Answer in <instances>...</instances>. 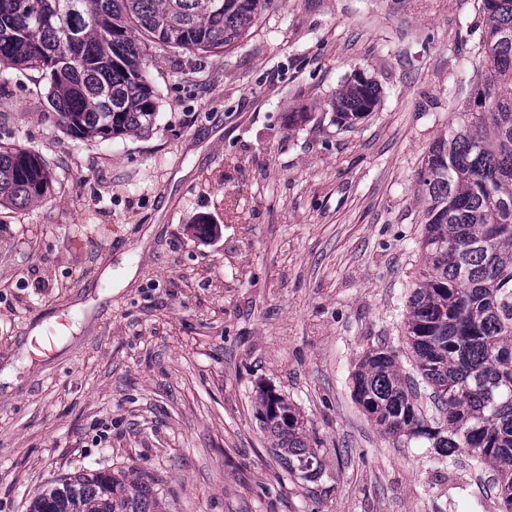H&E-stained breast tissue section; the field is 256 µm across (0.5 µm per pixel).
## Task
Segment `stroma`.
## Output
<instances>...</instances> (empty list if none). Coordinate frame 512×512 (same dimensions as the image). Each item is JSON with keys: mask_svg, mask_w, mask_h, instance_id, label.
Wrapping results in <instances>:
<instances>
[{"mask_svg": "<svg viewBox=\"0 0 512 512\" xmlns=\"http://www.w3.org/2000/svg\"><path fill=\"white\" fill-rule=\"evenodd\" d=\"M478 6L271 0L222 54L150 49L153 129L108 140L70 136L37 71L0 67V145L52 174L0 207V369L18 380L0 384V512L93 469L170 512H499L485 472L385 435L352 384L380 344L413 364L416 174L464 108ZM357 72L379 102L341 126L330 101ZM262 385L302 413L317 472L277 457Z\"/></svg>", "mask_w": 512, "mask_h": 512, "instance_id": "35a3bbf8", "label": "stroma"}]
</instances>
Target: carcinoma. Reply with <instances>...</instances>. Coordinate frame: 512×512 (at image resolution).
<instances>
[{
	"instance_id": "obj_1",
	"label": "carcinoma",
	"mask_w": 512,
	"mask_h": 512,
	"mask_svg": "<svg viewBox=\"0 0 512 512\" xmlns=\"http://www.w3.org/2000/svg\"><path fill=\"white\" fill-rule=\"evenodd\" d=\"M270 0H0V64L45 80L57 122L77 139L152 128L157 93L149 48L224 53ZM486 20L465 112L429 148L418 173L425 269L411 290L405 336L439 416L385 346L352 375L354 397L386 434L424 439L453 465L460 455L493 472L512 512V0H480ZM377 83L349 80L332 100L352 124L379 102ZM51 174L36 155L0 147V206L46 196ZM261 428L277 456L312 465L303 415L270 389L257 396ZM28 512H168L165 500L125 472L82 471L55 480Z\"/></svg>"
}]
</instances>
